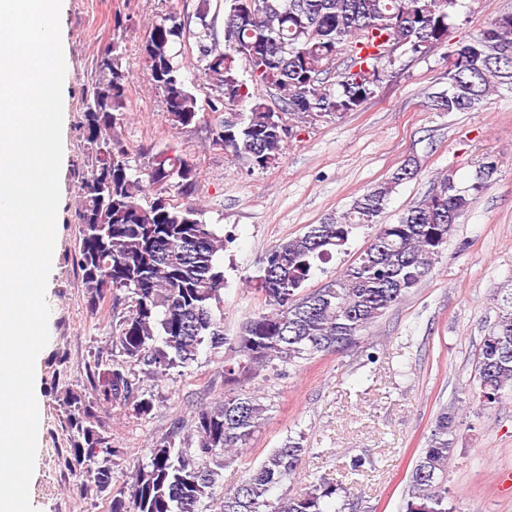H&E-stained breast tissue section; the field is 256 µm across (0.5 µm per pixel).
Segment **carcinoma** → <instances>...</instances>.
I'll return each mask as SVG.
<instances>
[{
  "mask_svg": "<svg viewBox=\"0 0 512 512\" xmlns=\"http://www.w3.org/2000/svg\"><path fill=\"white\" fill-rule=\"evenodd\" d=\"M462 0H224V40H219L210 0H199L195 21L174 11L159 13L142 45L146 78L162 93L174 127L196 121L201 107L183 71L176 47L194 39L196 68L219 94L212 112L247 107V113L216 125L224 152L252 170L281 158L285 116L305 122L354 112L374 96L400 55L421 56L448 44L462 25ZM346 56L336 70L337 57ZM447 84L432 95L443 112H471L501 87L512 88V11L495 15L478 34L457 42L449 54ZM121 42L112 41L98 62V79L82 100L80 127L91 171L79 176V236L76 263L96 310L103 298L123 292L132 309L121 322L117 343L123 359L95 365L93 400L70 395L62 421L71 447L62 464L80 479V489L103 491L112 483L119 450L95 428L93 407L134 397L132 366L164 373L195 360L200 346H228L224 384L239 385L275 366L296 365L338 351L356 340L385 310L427 277L448 244L458 218L482 194L497 171L488 157L477 162L463 187L448 171L395 224H380L396 187L414 179L418 162L407 159L389 177L356 197L339 216L330 215L306 232L281 241L266 254L252 290L264 298L232 338L217 316L224 272L218 262L224 236L162 193L142 204V181L130 173L129 153L118 140L119 110L128 91ZM272 88L273 108L255 89ZM178 178L196 186L197 169L174 150L153 158L147 181L155 187ZM377 226L369 246L323 287L305 291L314 262L346 251L353 232ZM162 337L164 348L154 345ZM475 376L479 397L490 408L512 390V308L483 337ZM268 406L254 393L237 390L197 413L195 454L164 439L139 464L130 493L112 495L110 512H203L204 499L239 450L267 420ZM454 413L443 409L409 477L403 512H448V461L453 455ZM306 448L288 439L234 489L224 492L222 512H328L327 501L345 487L321 479L299 496L269 499L298 467Z\"/></svg>",
  "mask_w": 512,
  "mask_h": 512,
  "instance_id": "cac0c4a2",
  "label": "carcinoma"
}]
</instances>
